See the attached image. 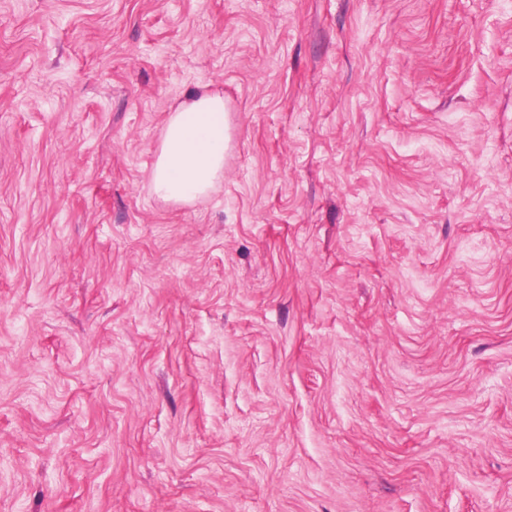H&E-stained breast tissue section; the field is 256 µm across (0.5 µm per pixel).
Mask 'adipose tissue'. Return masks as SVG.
<instances>
[{
	"mask_svg": "<svg viewBox=\"0 0 512 512\" xmlns=\"http://www.w3.org/2000/svg\"><path fill=\"white\" fill-rule=\"evenodd\" d=\"M223 92L190 93L170 113L149 181L160 200L189 203L208 195L224 176L228 139Z\"/></svg>",
	"mask_w": 512,
	"mask_h": 512,
	"instance_id": "1",
	"label": "adipose tissue"
}]
</instances>
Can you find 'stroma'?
I'll use <instances>...</instances> for the list:
<instances>
[{
    "label": "stroma",
    "instance_id": "1",
    "mask_svg": "<svg viewBox=\"0 0 512 512\" xmlns=\"http://www.w3.org/2000/svg\"><path fill=\"white\" fill-rule=\"evenodd\" d=\"M0 512H512V0H0ZM227 109L224 93H190L170 113L149 181L160 200L189 203L208 195L224 177Z\"/></svg>",
    "mask_w": 512,
    "mask_h": 512
}]
</instances>
